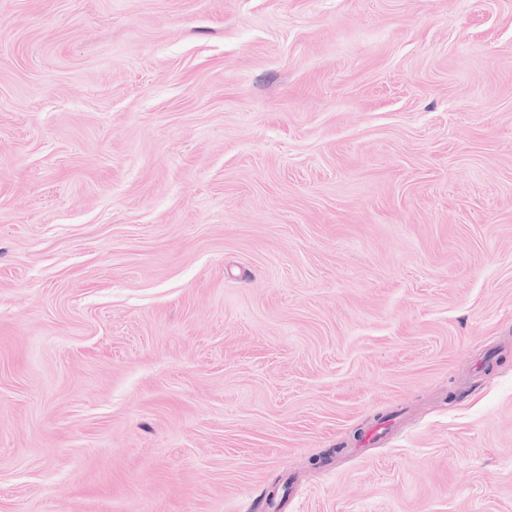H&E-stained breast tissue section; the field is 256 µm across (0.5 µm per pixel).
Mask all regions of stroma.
Wrapping results in <instances>:
<instances>
[{
	"label": "stroma",
	"instance_id": "stroma-1",
	"mask_svg": "<svg viewBox=\"0 0 512 512\" xmlns=\"http://www.w3.org/2000/svg\"><path fill=\"white\" fill-rule=\"evenodd\" d=\"M0 512H512V0H0Z\"/></svg>",
	"mask_w": 512,
	"mask_h": 512
}]
</instances>
